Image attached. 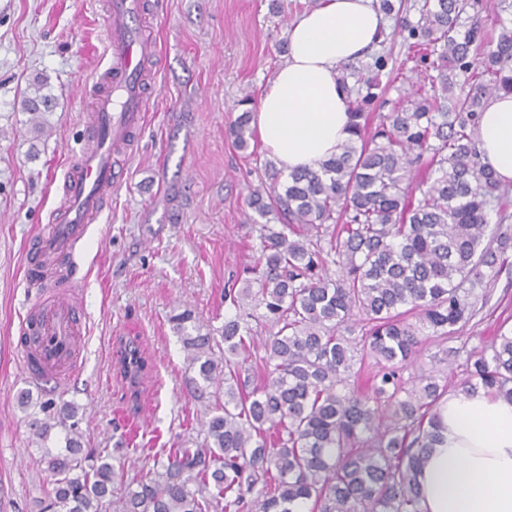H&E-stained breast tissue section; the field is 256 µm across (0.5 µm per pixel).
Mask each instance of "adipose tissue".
<instances>
[{"mask_svg": "<svg viewBox=\"0 0 512 512\" xmlns=\"http://www.w3.org/2000/svg\"><path fill=\"white\" fill-rule=\"evenodd\" d=\"M382 16L371 0H325L288 29V60L265 87L253 115L277 167L313 168L350 137L340 64L377 41ZM479 147L502 181H512V94L485 104ZM421 512H512V402L456 391L439 406V436L418 477Z\"/></svg>", "mask_w": 512, "mask_h": 512, "instance_id": "ef3b65f1", "label": "adipose tissue"}]
</instances>
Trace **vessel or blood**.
I'll use <instances>...</instances> for the list:
<instances>
[{"label":"vessel or blood","mask_w":512,"mask_h":512,"mask_svg":"<svg viewBox=\"0 0 512 512\" xmlns=\"http://www.w3.org/2000/svg\"><path fill=\"white\" fill-rule=\"evenodd\" d=\"M141 9L142 0H108L103 34L108 64L98 77L87 118L92 138L68 169L65 197L51 225L33 237L38 262L26 265L27 279L76 270L77 244L121 183L123 173L113 167V154L145 121L143 69L157 53L151 33L131 23ZM84 335L73 293L41 296L24 317L19 337L25 375L35 382L66 384L80 366Z\"/></svg>","instance_id":"vessel-or-blood-1"}]
</instances>
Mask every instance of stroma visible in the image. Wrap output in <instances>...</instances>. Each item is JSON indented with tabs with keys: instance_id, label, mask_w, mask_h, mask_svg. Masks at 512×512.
Segmentation results:
<instances>
[{
	"instance_id": "35a3bbf8",
	"label": "stroma",
	"mask_w": 512,
	"mask_h": 512,
	"mask_svg": "<svg viewBox=\"0 0 512 512\" xmlns=\"http://www.w3.org/2000/svg\"><path fill=\"white\" fill-rule=\"evenodd\" d=\"M303 2L150 0L140 19L158 46L148 117L133 146L116 150L126 179L76 251L85 366L59 386L21 369L20 319L38 297L26 285L25 246L50 224L69 160L88 143L89 97L107 66V0H0V512H40L47 474L35 430L49 396L77 406L85 449L131 442L136 469L171 448L204 447L211 400L169 319L189 309L203 329L219 330L225 284L254 262L258 226L246 197L269 157H248L227 130L239 99L261 96L285 63ZM36 77L56 102L40 133L22 107ZM491 290L481 320L431 337L404 381L435 366L457 390L468 353L512 330V251ZM134 336L152 369L135 411L116 365L119 338Z\"/></svg>"
}]
</instances>
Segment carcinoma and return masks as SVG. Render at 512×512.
<instances>
[{"label": "carcinoma", "instance_id": "1", "mask_svg": "<svg viewBox=\"0 0 512 512\" xmlns=\"http://www.w3.org/2000/svg\"><path fill=\"white\" fill-rule=\"evenodd\" d=\"M378 8L407 33L408 50L422 51L417 88L387 98L383 77L404 65L388 54L343 65L352 137L319 169L285 181L267 162V178L250 188L259 255L224 289L235 309L221 329L224 353L214 356L215 337L200 333L192 311L170 318L203 388L213 389L207 447L176 448L164 472L130 479L125 449L94 456L68 434L66 453L41 459L51 512H108L117 485L122 512H420L417 475L448 384L430 371L408 388L401 373L423 330L447 336L488 304L473 290L488 287L512 248L508 188L483 163L477 137L487 99L512 93V24L498 21L486 43L469 15L479 0H422L415 22L405 0ZM238 104L245 110L229 135L246 151L255 100ZM53 107L49 94L23 100L39 129ZM246 301L250 312L241 311ZM251 320L277 328L261 355ZM118 369L136 410L150 369L136 341ZM466 372L461 389L512 400V334L470 352ZM76 413L63 404L38 439Z\"/></svg>", "mask_w": 512, "mask_h": 512}]
</instances>
